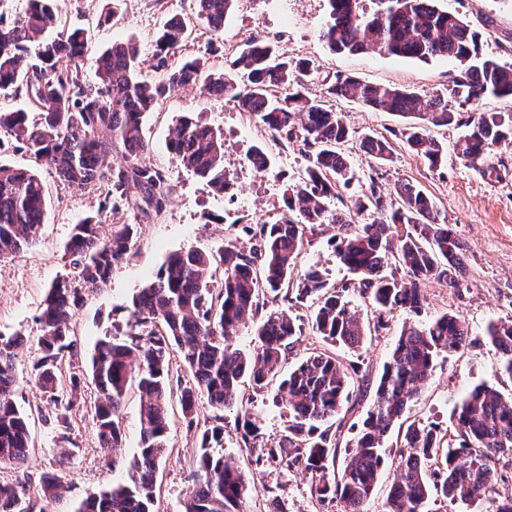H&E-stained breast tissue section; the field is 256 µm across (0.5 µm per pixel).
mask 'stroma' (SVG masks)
<instances>
[{
  "label": "stroma",
  "instance_id": "obj_1",
  "mask_svg": "<svg viewBox=\"0 0 512 512\" xmlns=\"http://www.w3.org/2000/svg\"><path fill=\"white\" fill-rule=\"evenodd\" d=\"M436 5L481 33L484 55L512 63V0H436ZM57 8V27H82L89 34V50L80 60L83 76L89 81L95 78L97 54L112 42L127 39L140 48L144 76H152L155 37L173 17L184 19L188 26L186 54L202 57L207 70L213 72L228 68L240 46L253 36L267 40L285 56L309 60L312 72L306 79V92L316 99L324 96L327 81L338 74L429 95L447 87L458 70L455 61L444 57L422 61L370 50L330 54L320 37L328 19L327 0H237L218 37L198 19L193 0H162L158 5L151 0H59ZM328 104L345 115L356 134L343 146L356 180L331 199V207L348 203L368 179L369 160L359 147V137L383 136L398 145L392 161L381 169L384 196L394 199L396 187L403 182L419 186L434 200L441 221L450 224L467 247V290L456 294L437 283H427L420 315L395 310L388 316L390 335L366 340L355 350L336 348L335 354L347 367L374 382L388 360L393 333L405 322L415 317L425 321L446 312L462 316L474 343L438 358L431 378L408 410L410 419L453 428L456 409L474 386L512 390V383L498 375L500 353L483 339L489 323L512 319V143L495 146L484 163L474 168L463 166L452 153L445 165L433 169L400 147L401 117L341 98L329 99ZM185 117L211 127L223 138L224 167L235 183L234 190L222 195L212 192L170 151L168 132ZM144 134L151 145L149 162L164 170L174 192L164 210L141 225L129 257L116 267L109 286L84 292L73 320L78 353L66 359L64 370L85 379L84 397L89 401L96 395L87 381L96 342L112 327L126 325L133 296L154 278L167 255L192 247L216 250L234 239L241 225L276 221L282 213L285 185L302 178L307 166L299 144L275 143L261 122L241 119L234 103L210 95L200 84L171 92L147 115ZM257 147L271 158L269 173H256L246 163L247 155ZM39 174L48 202L46 221L33 246L0 262V334L17 333L24 338L16 350L14 399L29 413L31 434L27 462L0 469V481L14 484L28 495L38 486L42 473H59L71 486L68 497L60 501L38 498L37 508L39 512H77L88 497L118 484H131L130 464L140 448L139 399L137 389H130L120 416L123 446L110 452L100 448L87 409L73 410L67 433H60L53 421V404L31 382L42 334L36 318L49 287L69 273L64 250L72 226L108 206L104 189L75 190L47 169H40ZM335 233V225H323L299 261L303 268L315 263L328 270L334 283L347 276L332 246ZM244 404L259 417L266 440L278 441L287 416L274 403L272 391L246 390ZM169 418L168 451L156 474L153 512H182L193 486L191 460L199 433L187 430L179 405H171ZM235 418V411L224 414L223 453L225 460L250 478L247 512H262L272 496L284 503L287 512H342L338 502L318 505L310 495L309 476L300 470L270 465L263 475H256L252 456L237 443ZM66 439L72 448L62 464L56 450Z\"/></svg>",
  "mask_w": 512,
  "mask_h": 512
}]
</instances>
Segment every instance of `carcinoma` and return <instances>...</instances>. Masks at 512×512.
Wrapping results in <instances>:
<instances>
[{
  "instance_id": "obj_1",
  "label": "carcinoma",
  "mask_w": 512,
  "mask_h": 512,
  "mask_svg": "<svg viewBox=\"0 0 512 512\" xmlns=\"http://www.w3.org/2000/svg\"><path fill=\"white\" fill-rule=\"evenodd\" d=\"M197 17L214 34L236 0H194ZM329 20L321 37L333 54L370 48L384 55L428 60L444 56L458 63V73L443 91L423 96L411 89L380 87L338 75L326 95L358 101L376 111L408 119L403 146L437 168L447 162L448 147L437 128L464 125L458 158L473 166L497 144L512 140V114L479 111L467 121L461 108L486 96L512 97V64L483 55L480 35L433 5L435 0H379L367 17L361 0H328ZM56 0H29L24 14L0 20V92L23 94L35 113L0 110V134L38 166L51 170L68 187L105 186L112 214H125L110 225L103 212L73 225L67 244L72 278L48 289L38 316L41 355L33 365L35 384L55 405L54 423L67 428L69 413L83 398L80 377L62 378L65 354H77L71 325L84 288H104L118 263L131 250L141 224L163 210L173 193L165 173L146 162L143 123L147 113L177 87L201 82L210 93L248 109L281 143L301 142L308 159L305 175L285 187L281 217L245 224L248 245L227 243L216 251L188 249L170 254L154 281L132 298L134 323L97 341L91 358L96 397L91 405L102 448H119L121 405L132 385L139 391L141 448L132 467L133 485H117L85 501L77 512H151L155 475L167 450L169 403L177 397L187 429L198 428L197 400L216 410L212 425L200 431L192 456L193 488L183 512H245V475L224 461L223 412L241 403L242 386L262 391L275 384L274 401L288 414L277 444L264 443L257 418L237 411L238 445L256 455L255 463L303 468L310 494L318 503L338 500L344 512H364L385 463L384 437L432 375L436 359L461 350L470 328L448 312L425 322L403 325L379 377L375 399L357 432L339 457L336 438L324 424L338 417L351 399H361L369 379L354 377L329 351L311 353L288 373L280 367L301 336L302 323L286 310L263 312L269 303L311 299L316 308L311 331L331 345L360 346L367 337L389 329L386 316L397 308L421 312V286L435 280L456 291L465 287L463 245L449 224L439 223L434 201L407 182L389 204L375 177L346 209L332 210L336 189L349 185L354 170L341 152L351 131L344 115L304 91L310 63L292 61L271 44L246 41L222 72L203 70L200 59L181 57L186 23L168 20L156 39L153 70L141 75L139 46L118 43L96 59V80L82 78L79 60L89 48L82 28L47 34ZM277 85L279 96L269 94ZM121 149L125 164L109 162ZM169 148L183 167L216 193L230 188L224 170V140L206 125L178 122ZM360 148L376 169L392 160L393 144L366 135ZM299 218H294L293 213ZM47 204L39 176L0 163V262L35 243ZM324 224L337 226L336 258L352 278L331 285L315 264L298 271V259L310 237ZM397 265L402 274L387 272ZM370 307L361 317L351 295ZM260 317L255 354L234 347L232 334L248 317ZM502 354L501 373L512 380V320L493 322L485 332ZM18 334L0 335V468L28 459V413L14 401L13 361ZM402 447L384 512H429L431 497L465 502L479 512H512V499L493 497L497 456L512 457V393L481 385L471 390L457 411L454 432L432 422L413 420ZM69 486L54 472L41 475L36 492L61 498ZM0 501L8 512H33V504L14 485L0 483Z\"/></svg>"
}]
</instances>
